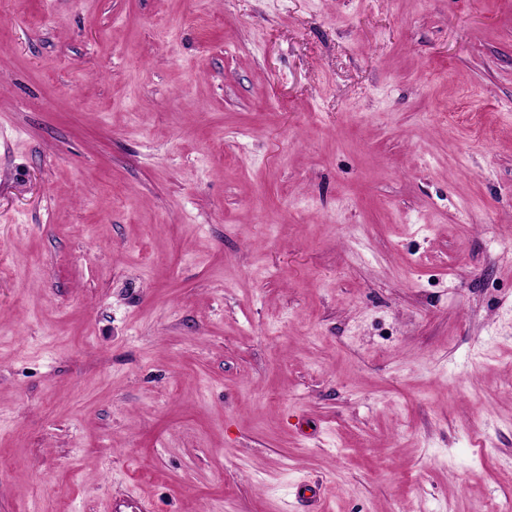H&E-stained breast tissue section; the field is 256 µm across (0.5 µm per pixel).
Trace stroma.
<instances>
[{"label":"stroma","instance_id":"stroma-1","mask_svg":"<svg viewBox=\"0 0 512 512\" xmlns=\"http://www.w3.org/2000/svg\"><path fill=\"white\" fill-rule=\"evenodd\" d=\"M512 0H0V512H512ZM112 512H154L152 500L145 495H127L125 497L113 498Z\"/></svg>","mask_w":512,"mask_h":512}]
</instances>
